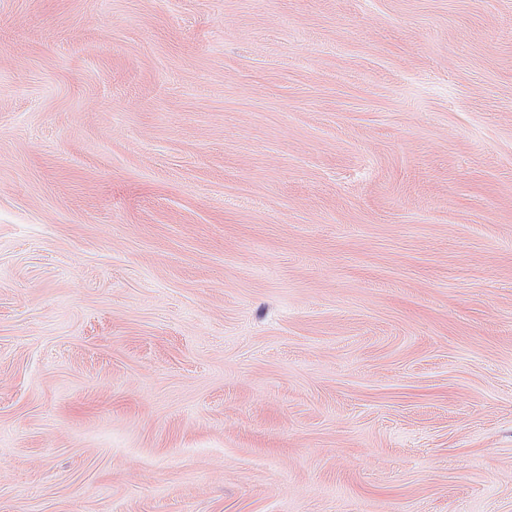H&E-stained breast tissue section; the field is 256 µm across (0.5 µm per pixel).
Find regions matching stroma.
I'll list each match as a JSON object with an SVG mask.
<instances>
[{
    "instance_id": "obj_1",
    "label": "stroma",
    "mask_w": 512,
    "mask_h": 512,
    "mask_svg": "<svg viewBox=\"0 0 512 512\" xmlns=\"http://www.w3.org/2000/svg\"><path fill=\"white\" fill-rule=\"evenodd\" d=\"M0 512H512V0H0Z\"/></svg>"
}]
</instances>
